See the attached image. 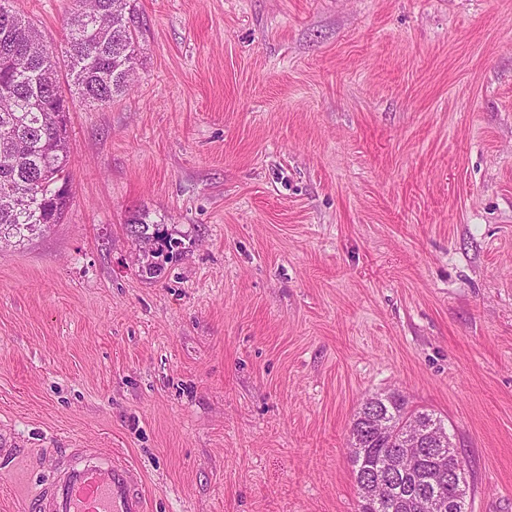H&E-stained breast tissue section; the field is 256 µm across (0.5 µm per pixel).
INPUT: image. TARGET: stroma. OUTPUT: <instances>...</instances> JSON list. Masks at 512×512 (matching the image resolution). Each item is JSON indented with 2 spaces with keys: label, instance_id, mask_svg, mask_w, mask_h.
<instances>
[{
  "label": "stroma",
  "instance_id": "1",
  "mask_svg": "<svg viewBox=\"0 0 512 512\" xmlns=\"http://www.w3.org/2000/svg\"><path fill=\"white\" fill-rule=\"evenodd\" d=\"M59 49L74 0H13ZM69 114L61 223L0 249V512L63 448L148 512H358L364 399L435 411L512 512V0H138ZM181 237L142 276L130 212Z\"/></svg>",
  "mask_w": 512,
  "mask_h": 512
}]
</instances>
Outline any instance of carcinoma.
I'll use <instances>...</instances> for the list:
<instances>
[{
    "label": "carcinoma",
    "mask_w": 512,
    "mask_h": 512,
    "mask_svg": "<svg viewBox=\"0 0 512 512\" xmlns=\"http://www.w3.org/2000/svg\"><path fill=\"white\" fill-rule=\"evenodd\" d=\"M0 0V243L22 242L61 222L71 196L56 192L71 182L68 101L59 84L66 68L82 100L104 106L126 92L133 81L141 46L136 0H75L63 35L64 51L50 50L42 33ZM126 234L140 242L142 273L154 278L184 252L181 240L150 212H134ZM443 426L432 413L410 410L396 394L366 400L353 419L349 455L358 488L377 475L380 461L395 448L394 435L409 420ZM456 455L436 458L423 451L405 470L388 479L380 496L359 493L358 512H427L429 479L434 467L454 471Z\"/></svg>",
    "instance_id": "obj_1"
}]
</instances>
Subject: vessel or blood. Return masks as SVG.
Listing matches in <instances>:
<instances>
[{"label": "vessel or blood", "mask_w": 512, "mask_h": 512, "mask_svg": "<svg viewBox=\"0 0 512 512\" xmlns=\"http://www.w3.org/2000/svg\"><path fill=\"white\" fill-rule=\"evenodd\" d=\"M142 471L125 456L98 448L65 449L34 512H147Z\"/></svg>", "instance_id": "b4317fda"}]
</instances>
